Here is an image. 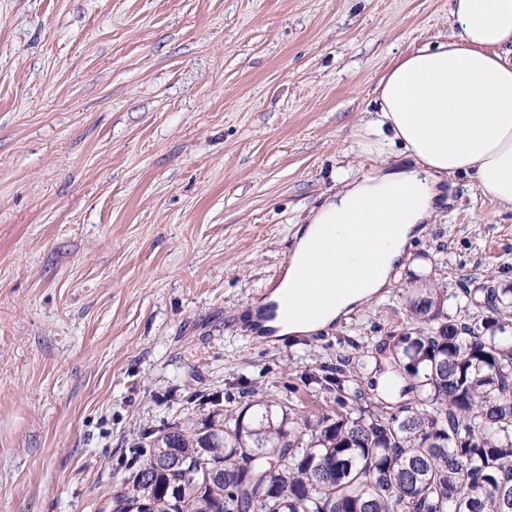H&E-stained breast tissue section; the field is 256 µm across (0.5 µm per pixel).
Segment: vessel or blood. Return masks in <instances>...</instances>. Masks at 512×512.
<instances>
[{
  "label": "vessel or blood",
  "mask_w": 512,
  "mask_h": 512,
  "mask_svg": "<svg viewBox=\"0 0 512 512\" xmlns=\"http://www.w3.org/2000/svg\"><path fill=\"white\" fill-rule=\"evenodd\" d=\"M342 284L335 278L326 277L313 282L299 281L295 289L297 303H288L287 299L265 300L255 304L249 311L248 332L253 341L262 345L278 343L273 324L280 319L303 321L313 313L332 306Z\"/></svg>",
  "instance_id": "1"
}]
</instances>
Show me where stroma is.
I'll return each mask as SVG.
<instances>
[{
	"label": "stroma",
	"instance_id": "1",
	"mask_svg": "<svg viewBox=\"0 0 512 512\" xmlns=\"http://www.w3.org/2000/svg\"><path fill=\"white\" fill-rule=\"evenodd\" d=\"M448 0H0V512H104L142 429L285 398L424 281L512 288V207L455 179L388 291L316 336L244 328L378 158L393 60Z\"/></svg>",
	"mask_w": 512,
	"mask_h": 512
}]
</instances>
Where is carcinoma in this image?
I'll return each instance as SVG.
<instances>
[{"instance_id": "cac0c4a2", "label": "carcinoma", "mask_w": 512, "mask_h": 512, "mask_svg": "<svg viewBox=\"0 0 512 512\" xmlns=\"http://www.w3.org/2000/svg\"><path fill=\"white\" fill-rule=\"evenodd\" d=\"M479 292L467 306L485 311L465 322L448 289H415L401 331L301 378L334 405L315 420L291 385L145 435L111 512H512V289ZM365 375L387 378L386 396ZM163 457L179 464L153 466ZM207 465L221 477L200 486Z\"/></svg>"}]
</instances>
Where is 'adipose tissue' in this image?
I'll return each mask as SVG.
<instances>
[{
    "mask_svg": "<svg viewBox=\"0 0 512 512\" xmlns=\"http://www.w3.org/2000/svg\"><path fill=\"white\" fill-rule=\"evenodd\" d=\"M448 12L455 23L448 40L401 56L379 81L367 136L383 162L363 176H342L341 189L314 209L282 285L314 279L315 266L328 265L323 251L307 263L309 244L325 232L377 224L387 229L384 242L372 255L349 247L336 278L352 289L307 321H280V335L316 332L381 296L421 226L436 216L448 177H466L512 206V0H448ZM395 147L403 164L385 160Z\"/></svg>",
    "mask_w": 512,
    "mask_h": 512,
    "instance_id": "obj_1",
    "label": "adipose tissue"
}]
</instances>
